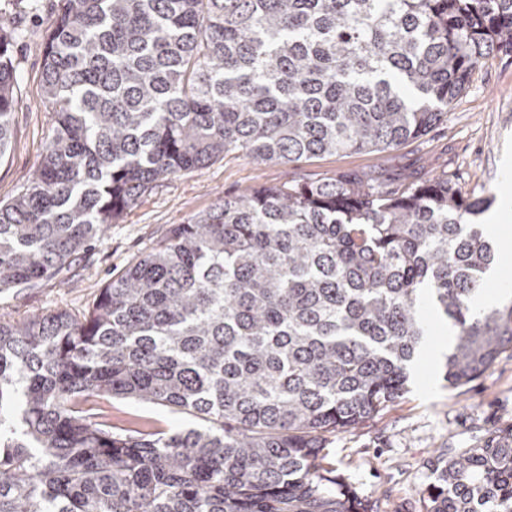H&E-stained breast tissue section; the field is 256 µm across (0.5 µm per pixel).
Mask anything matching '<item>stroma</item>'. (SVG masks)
<instances>
[{
  "mask_svg": "<svg viewBox=\"0 0 512 512\" xmlns=\"http://www.w3.org/2000/svg\"><path fill=\"white\" fill-rule=\"evenodd\" d=\"M58 0H0V18L16 39L14 138L0 159V200H10L38 168L51 115L41 96L44 38ZM512 155V54L494 53L472 72L447 121L418 140L384 152L328 154L291 166L259 163L231 153L176 174L142 195L68 272L19 293L0 294V320L21 322L64 309L86 312L106 284L149 253L173 225L209 209L227 195L341 172L403 173L424 179L447 174L463 193L499 202L506 185L504 154ZM444 320L429 317L427 348L409 368L407 392L379 415L331 436L323 464L373 505L374 512H425L423 492L432 462L447 450L471 448L488 432L512 428V349L462 385L443 379L441 354L451 342ZM114 425L152 422L169 432L197 424L193 417L130 398L100 399Z\"/></svg>",
  "mask_w": 512,
  "mask_h": 512,
  "instance_id": "1",
  "label": "stroma"
}]
</instances>
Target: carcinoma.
<instances>
[{
    "mask_svg": "<svg viewBox=\"0 0 512 512\" xmlns=\"http://www.w3.org/2000/svg\"><path fill=\"white\" fill-rule=\"evenodd\" d=\"M12 42L1 23L0 158ZM499 50L512 0H59L52 134L0 201V294L230 152L291 164L417 139ZM485 204L446 175L262 187L175 225L82 316L0 320V512H373L322 451L407 391L420 302L455 329L448 384L512 348V299L475 306L500 254L473 222ZM101 396L202 425L116 427ZM433 471L426 512H512V429Z\"/></svg>",
    "mask_w": 512,
    "mask_h": 512,
    "instance_id": "cac0c4a2",
    "label": "carcinoma"
}]
</instances>
